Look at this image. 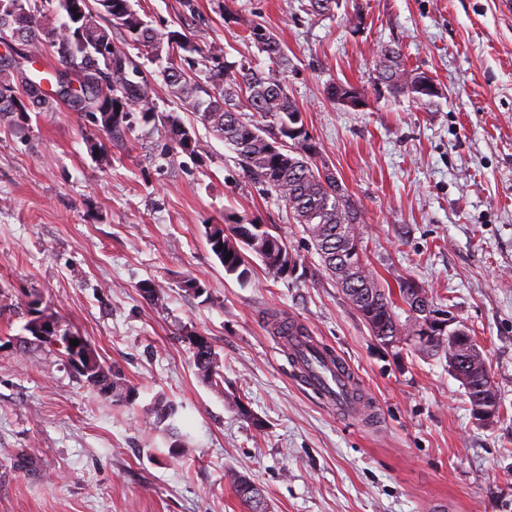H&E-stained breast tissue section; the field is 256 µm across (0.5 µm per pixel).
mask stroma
Listing matches in <instances>:
<instances>
[{
  "label": "stroma",
  "instance_id": "obj_1",
  "mask_svg": "<svg viewBox=\"0 0 512 512\" xmlns=\"http://www.w3.org/2000/svg\"><path fill=\"white\" fill-rule=\"evenodd\" d=\"M151 26L228 60L270 61L243 23L286 48L288 92L362 211L367 261L409 278L464 325L492 367L495 422L475 423L445 360L385 347L276 196L195 115L176 156L136 123L111 138L70 104L0 119V512H244L229 480L261 486L268 512H512V15L499 0H140ZM431 76L438 107L374 79L380 45ZM332 83L361 92L349 110ZM273 226L298 264L273 279L227 275L204 236L225 211ZM195 277L208 298L186 292ZM152 280L158 302L146 300ZM40 300L138 391L113 405L56 345L25 331ZM304 325L350 365L355 419L308 392L270 320ZM207 337L223 384L198 376L188 336ZM178 408L160 422L157 395ZM327 96L333 102L353 110H359L366 105L365 98L361 93L350 85L342 83L329 85Z\"/></svg>",
  "mask_w": 512,
  "mask_h": 512
}]
</instances>
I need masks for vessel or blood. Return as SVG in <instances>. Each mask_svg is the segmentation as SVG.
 Masks as SVG:
<instances>
[{
    "mask_svg": "<svg viewBox=\"0 0 512 512\" xmlns=\"http://www.w3.org/2000/svg\"><path fill=\"white\" fill-rule=\"evenodd\" d=\"M294 357L306 389L338 414L359 415L361 405L353 396L351 370L334 351L306 340L296 344Z\"/></svg>",
    "mask_w": 512,
    "mask_h": 512,
    "instance_id": "obj_1",
    "label": "vessel or blood"
}]
</instances>
